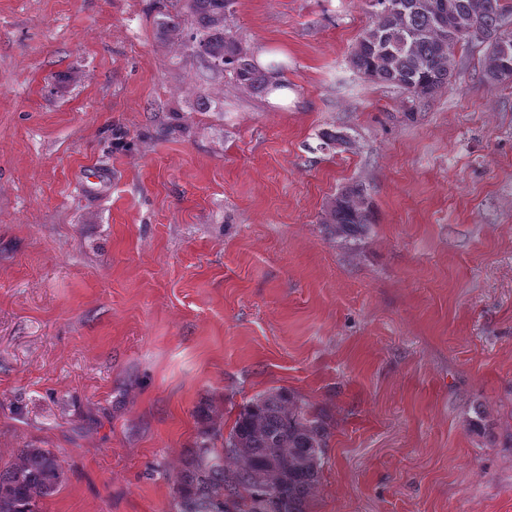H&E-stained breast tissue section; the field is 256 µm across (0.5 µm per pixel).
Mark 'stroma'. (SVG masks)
Segmentation results:
<instances>
[{
    "instance_id": "35a3bbf8",
    "label": "stroma",
    "mask_w": 512,
    "mask_h": 512,
    "mask_svg": "<svg viewBox=\"0 0 512 512\" xmlns=\"http://www.w3.org/2000/svg\"><path fill=\"white\" fill-rule=\"evenodd\" d=\"M231 12L278 99L205 67L188 0H0V468L59 455L40 512H175L281 388L330 425L306 512H512V85L467 46L421 101L364 78L370 0ZM370 208L362 184L355 183L342 188L327 207L324 224H328L336 236L358 240L369 231Z\"/></svg>"
}]
</instances>
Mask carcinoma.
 <instances>
[{
    "mask_svg": "<svg viewBox=\"0 0 512 512\" xmlns=\"http://www.w3.org/2000/svg\"><path fill=\"white\" fill-rule=\"evenodd\" d=\"M233 0H190L198 28L190 36L207 68L228 67L235 81L262 93L269 75L227 32ZM371 0L372 21L359 34L350 62L364 77L403 89L410 98L430 96L452 83L458 35L474 24L487 49L484 78L512 82V0H433L447 17L438 24L423 0ZM324 223L334 234L358 240L369 231L370 208L359 183L342 188L327 207ZM329 431L299 396L280 389L254 398L238 413L222 447L204 438L176 479V512H306L324 465ZM59 457L47 448H21L0 470V512H39L38 502L63 482Z\"/></svg>",
    "mask_w": 512,
    "mask_h": 512,
    "instance_id": "cac0c4a2",
    "label": "carcinoma"
}]
</instances>
